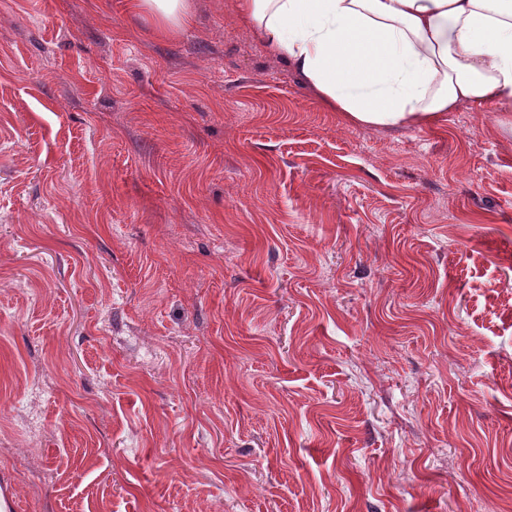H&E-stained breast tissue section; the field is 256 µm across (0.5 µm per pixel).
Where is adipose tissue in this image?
Segmentation results:
<instances>
[{"label": "adipose tissue", "mask_w": 512, "mask_h": 512, "mask_svg": "<svg viewBox=\"0 0 512 512\" xmlns=\"http://www.w3.org/2000/svg\"><path fill=\"white\" fill-rule=\"evenodd\" d=\"M160 35L189 0H129ZM237 12L351 124L429 126L468 105L512 112V0H238Z\"/></svg>", "instance_id": "obj_1"}]
</instances>
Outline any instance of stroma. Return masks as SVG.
<instances>
[{
	"mask_svg": "<svg viewBox=\"0 0 512 512\" xmlns=\"http://www.w3.org/2000/svg\"><path fill=\"white\" fill-rule=\"evenodd\" d=\"M0 500L512 512V112L349 124L236 0H0ZM190 0H130L131 11L143 16L160 35L175 37L191 15Z\"/></svg>",
	"mask_w": 512,
	"mask_h": 512,
	"instance_id": "stroma-1",
	"label": "stroma"
}]
</instances>
